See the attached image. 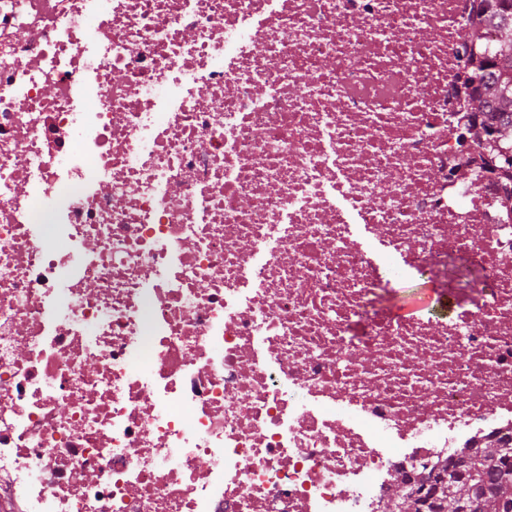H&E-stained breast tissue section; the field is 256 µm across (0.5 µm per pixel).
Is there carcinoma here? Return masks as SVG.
Segmentation results:
<instances>
[{
	"mask_svg": "<svg viewBox=\"0 0 512 512\" xmlns=\"http://www.w3.org/2000/svg\"><path fill=\"white\" fill-rule=\"evenodd\" d=\"M483 11L499 21L494 39L466 26L465 44L474 48L467 56L469 80L476 84L466 108L482 115L481 126L471 136L475 147L491 141L497 147L496 167L512 174V0H481ZM512 450L505 453L488 443L451 462L429 482L404 490L410 505L393 503L398 512H481L490 504L495 512H512Z\"/></svg>",
	"mask_w": 512,
	"mask_h": 512,
	"instance_id": "carcinoma-1",
	"label": "carcinoma"
}]
</instances>
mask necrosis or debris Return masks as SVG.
<instances>
[{"label": "necrosis or debris", "mask_w": 512, "mask_h": 512, "mask_svg": "<svg viewBox=\"0 0 512 512\" xmlns=\"http://www.w3.org/2000/svg\"><path fill=\"white\" fill-rule=\"evenodd\" d=\"M472 7L0 0V505L378 512L512 446ZM400 273L448 311L401 315Z\"/></svg>", "instance_id": "necrosis-or-debris-1"}]
</instances>
